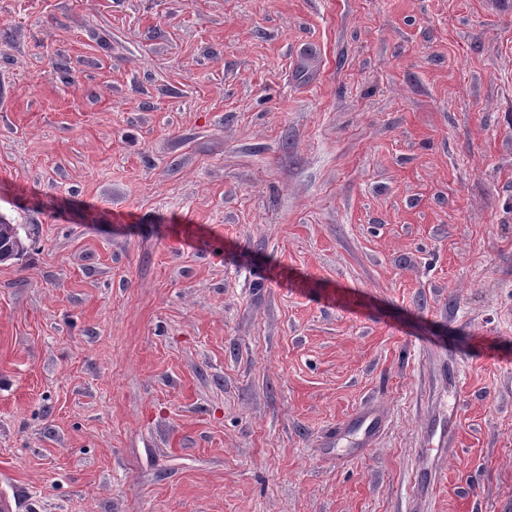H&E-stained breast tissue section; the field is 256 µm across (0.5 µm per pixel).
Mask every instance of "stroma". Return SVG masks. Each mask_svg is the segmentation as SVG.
<instances>
[{
    "instance_id": "stroma-1",
    "label": "stroma",
    "mask_w": 512,
    "mask_h": 512,
    "mask_svg": "<svg viewBox=\"0 0 512 512\" xmlns=\"http://www.w3.org/2000/svg\"><path fill=\"white\" fill-rule=\"evenodd\" d=\"M1 219L18 512H512V0H0ZM5 247L4 259L15 258L20 254L24 247L19 237L18 228L15 224H7V221H0V261L1 248Z\"/></svg>"
}]
</instances>
